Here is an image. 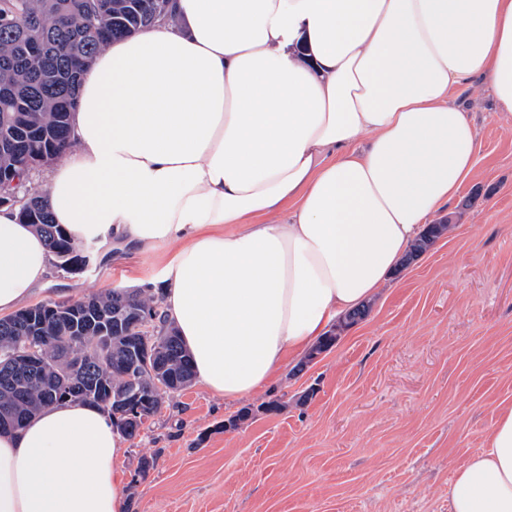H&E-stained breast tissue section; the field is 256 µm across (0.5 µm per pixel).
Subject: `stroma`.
Returning <instances> with one entry per match:
<instances>
[{
  "instance_id": "obj_1",
  "label": "stroma",
  "mask_w": 512,
  "mask_h": 512,
  "mask_svg": "<svg viewBox=\"0 0 512 512\" xmlns=\"http://www.w3.org/2000/svg\"><path fill=\"white\" fill-rule=\"evenodd\" d=\"M479 135L474 174L431 218L456 230L403 265L311 363L295 359L263 394L224 403L195 383L125 444L129 512H448L457 467L481 452L512 402V113L458 90ZM104 265L51 270L32 301L142 288L169 247L140 255L96 241ZM286 402L237 428L242 407Z\"/></svg>"
}]
</instances>
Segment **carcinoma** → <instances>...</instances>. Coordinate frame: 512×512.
Returning a JSON list of instances; mask_svg holds the SVG:
<instances>
[{
    "mask_svg": "<svg viewBox=\"0 0 512 512\" xmlns=\"http://www.w3.org/2000/svg\"><path fill=\"white\" fill-rule=\"evenodd\" d=\"M168 0H0V13H11L18 23L0 27V142L17 141L30 156L48 153L58 159L70 145V115L76 108L80 76L112 41L125 38L153 25L156 8ZM19 154L0 150V171H14ZM20 218L33 225L48 242L55 265L67 273L82 272L93 256L63 228L53 222L42 194L21 197ZM448 232L446 224H429L412 244L410 252H423L436 238ZM79 316L65 319L56 313L28 319L0 318V417L20 425L52 405L65 401L52 391L69 393L70 400L94 404L112 416L118 431L127 438L139 435L143 421H129L114 408L112 391L125 383V361L119 351L124 336L138 337L151 345L163 335L168 338V379L159 391L155 377L145 371L139 383L141 415H156L166 399L191 386V358L177 329L159 313V300L144 290L88 296L72 302ZM135 309L147 319L150 329L128 332L118 323L123 312ZM367 310L357 309L342 317L335 331L308 354L307 359L330 349L337 332L362 320ZM87 330L78 345L71 336L74 326ZM44 338L43 364L34 370H19L14 354L22 349L32 332ZM285 403L272 400L253 409L246 407L231 416V428L259 413L279 412Z\"/></svg>",
    "mask_w": 512,
    "mask_h": 512,
    "instance_id": "obj_1",
    "label": "carcinoma"
}]
</instances>
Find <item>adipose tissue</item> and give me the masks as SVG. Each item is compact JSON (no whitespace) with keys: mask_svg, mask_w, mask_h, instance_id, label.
I'll return each instance as SVG.
<instances>
[{"mask_svg":"<svg viewBox=\"0 0 512 512\" xmlns=\"http://www.w3.org/2000/svg\"><path fill=\"white\" fill-rule=\"evenodd\" d=\"M512 113V0H172L83 72L70 146L46 172L54 221L142 255L197 381L256 396L386 288L477 164L452 96ZM0 207V317L50 273ZM124 437L97 406L0 433V512H127ZM449 512H512V403L455 471Z\"/></svg>","mask_w":512,"mask_h":512,"instance_id":"1","label":"adipose tissue"}]
</instances>
